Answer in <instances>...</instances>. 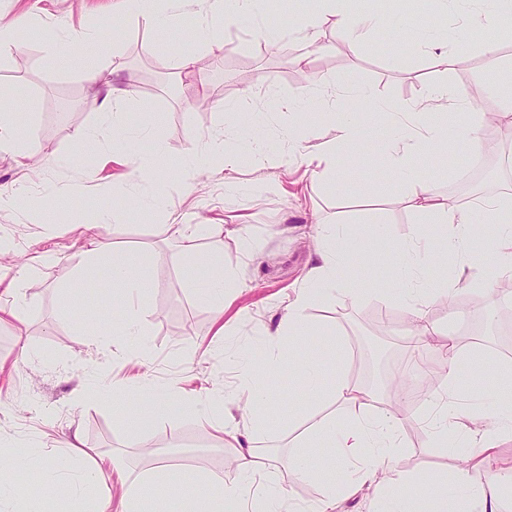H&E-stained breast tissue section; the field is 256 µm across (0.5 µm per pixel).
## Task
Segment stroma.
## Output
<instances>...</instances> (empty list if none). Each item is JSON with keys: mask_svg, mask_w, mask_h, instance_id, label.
<instances>
[{"mask_svg": "<svg viewBox=\"0 0 512 512\" xmlns=\"http://www.w3.org/2000/svg\"><path fill=\"white\" fill-rule=\"evenodd\" d=\"M350 3L359 13H384L386 30L349 41L337 35L333 18L326 17L307 38L294 34L291 10H284L279 22L267 11L257 18L248 15L225 30L223 50L199 49L200 76L185 79L179 73L176 45L162 42L143 20L127 15L122 0H0V22L26 19L16 30L17 47L0 50V88L26 91L15 119L36 150L30 159L0 153V187L8 194L0 203V236L12 239L19 251L0 268V278L8 282L20 277L26 285L20 319L0 322V462L14 465L17 479L41 480L47 464L81 455L91 470L101 458H109L134 481L161 466L177 483L199 474L237 482V449L191 418L176 414L139 430L125 426L124 414L142 405L140 395L132 391L140 374H150L157 386L185 395L224 394L227 417H239L237 370L231 359L245 350L252 362L261 361L265 336L283 315L274 300L287 298L318 262L307 235L310 225L343 222L362 234L368 223L380 222L390 229L387 243L378 247L369 240L365 247L385 254L416 229L438 232L429 216L409 207L408 189L397 184L385 166L379 141L391 134L393 113L408 111L432 85L444 82L453 88L482 82L485 44H496L501 60L512 61V37L492 22H465L463 14L473 10L472 0H450L444 12L432 0ZM259 21L284 31L279 47H269L256 36ZM428 25L456 31L460 48L448 70L438 68L426 54L402 49L407 30L418 32ZM55 27L100 32L115 43L102 52L92 43L65 39L53 59L38 31ZM304 52L310 55L307 73L293 64L294 56ZM64 57H79L95 67L98 82L61 65ZM109 84L126 91L129 123H160L174 165L164 183L161 207L129 209L131 187L147 196L153 192L152 181L130 183L126 168L102 167L95 158L76 155L77 133L101 126L100 100ZM360 87L389 104L392 112L378 115L376 139L363 145L359 167L340 161L335 176L322 177L305 165L288 171L246 165L213 168L191 187L179 179L176 166L190 150L236 124L237 114L225 111V104L238 103L254 113V134L268 142L287 140L289 129H303L304 139L297 145L303 155L336 136L337 119L328 108L331 94ZM301 90L306 97L298 113L285 112L284 104ZM477 137L483 165L490 170L478 191L456 192L463 181L460 159L469 152L461 142L449 143L446 168H429L425 174L442 194L470 208L477 229L490 240L497 227L488 223L478 201L490 194L512 199V168L500 164L490 146L489 129H479ZM48 210L57 217L50 228L44 224ZM99 213L108 216L103 239L149 257L147 333L138 337V350L124 357L113 356L107 343L93 339L97 333L110 334L111 318L70 319L66 293L56 281L58 258L78 267L85 263L87 246L76 226ZM158 224L171 225L167 239L156 236ZM195 224L223 225V243L205 239L201 249H220L225 268L235 270L242 282L225 298L224 322L230 330L226 336L217 335L211 308L196 298L188 286L190 273L180 268L181 235ZM241 228L252 238L258 261L243 256L237 234ZM390 272V266L379 268L376 280H388ZM454 274L463 290L448 303L429 298L426 312L431 323L459 338V399L469 407L475 368L484 370V390L493 391L503 373L512 371V344L498 325L500 294L472 286V270L458 268ZM376 280L359 282L351 294L316 298L308 316L319 333L291 353L330 355L337 344H344L349 355L342 366L348 380L370 392L372 401L382 402L385 391L370 387L373 360L366 338L386 337L392 348L387 368L405 363L410 314L399 301L379 299ZM279 386L284 395L281 412L299 407L304 416L288 426L275 423L250 433V444L261 456L276 457L271 478L284 488L291 504L308 508L322 499L335 475L322 471L304 481L291 480L289 447L309 418L343 412L345 405L326 393L299 397L285 376ZM429 404L426 398L415 401L404 417L405 446L392 466L406 476L435 480L450 476L460 460L455 449L433 444L423 420ZM74 422L80 425L82 444L77 449L63 447ZM152 448L165 449L164 460L149 456Z\"/></svg>", "mask_w": 512, "mask_h": 512, "instance_id": "stroma-1", "label": "stroma"}]
</instances>
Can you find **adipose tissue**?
I'll use <instances>...</instances> for the list:
<instances>
[{"mask_svg":"<svg viewBox=\"0 0 512 512\" xmlns=\"http://www.w3.org/2000/svg\"><path fill=\"white\" fill-rule=\"evenodd\" d=\"M253 2L206 0V19L188 32L172 24L180 7L179 0H124V5L127 14L143 19L166 37L176 39L181 46L180 66L190 73L195 68L199 46L204 44L214 50L222 49L225 25L249 10ZM326 13L334 16L338 35L346 39L358 38L365 31L383 24L377 15L346 10L342 0H322L320 10L302 14L299 30L316 28ZM22 96L18 89L6 95L0 93V151L12 150L25 157L32 154L33 149L25 129L15 123L11 112ZM347 103L348 111L339 115L335 142L307 157L308 165L326 174L340 159L357 165L359 147L372 135L367 121L354 119V111L373 115L385 109L384 104L365 90L352 92ZM100 111L103 117L112 121L110 151L113 160L127 166L130 177L147 173L155 180H162L171 164L158 123L128 124L125 94L113 86L103 95ZM487 120L484 114L472 116L469 122L459 126H414L402 120L382 144L387 168L410 190L408 198L412 208L430 213L434 223L444 227L437 237L415 231L397 248L391 279L378 287L382 298L399 300L410 310L415 321L414 349L419 353L428 351L427 338L435 333L421 302L431 284L446 296L456 294L458 282L450 274V267L467 265L479 272L490 260L496 268L495 275L488 281L490 287L500 286L503 277L512 278V204L493 195L480 199L479 205L489 221L498 226L496 238L483 243L476 237L470 210L449 204L436 186L423 177L424 169H439L446 165L447 158L441 147L447 141H464L470 149H477L478 144L471 135ZM254 122L253 114L241 113L235 130L212 137L204 147L191 150L181 166L183 179L190 183L215 165L235 169L255 157L283 168L290 166L297 135H290L287 142L272 147L251 137ZM223 235V225L199 224L183 234L180 243L181 266L194 273L192 288L200 300L212 307L219 320L224 317V296L228 288L234 287L235 280L224 272L221 252L201 254L198 240L203 236L219 240ZM387 236L388 229L383 225L371 226L364 237L350 234L337 224L319 225L320 262L286 303L284 317L275 333L268 335L265 341L263 362L244 361L237 365V398L252 414V430L265 428L276 417L281 398L278 379L284 362L282 347L284 343H297L312 335L314 328L308 321V310L315 294L344 292L372 276L382 259L378 253L364 252L363 241ZM88 264L104 268L109 275L112 287L104 293L98 307L105 310L113 304L120 306V316L112 322V349L114 354H126L134 337L144 333L143 305L151 288V282L144 274L147 257L143 252L118 249L99 240L89 251ZM434 267L439 268L440 273L433 279L429 271ZM441 352L445 367L442 388L438 398L429 405L425 421L437 446L466 449L467 464L456 469L447 485L390 472L384 481H379L378 512H416V504L421 500L430 501L432 512H448V489L452 486L466 492L463 512H499L501 496L512 491L511 483L488 489L473 487L468 467L473 460L486 468L495 466L502 444L512 439V377L505 380L507 396L487 397L482 390L474 391V398L484 400L485 406L480 412V426L469 427L465 423L468 413L458 401L456 367L460 346L456 338L448 337ZM293 374L294 389L299 395H312L326 387L337 400L351 398V384L335 356L310 354L294 366ZM139 392L143 404L126 416L125 423L129 428L138 429L152 420L186 413L200 426L232 439L239 436L238 423L227 422L224 418L223 399L212 394L186 399L148 382ZM325 446L333 448L332 456L320 455V448ZM403 446L398 417L385 410L372 414L355 409L339 418L329 416L312 422L301 437L297 451L290 455L289 474L298 481L321 468L337 471L339 478L333 483L332 497L317 507V512H333L335 497L349 493L357 485L377 481L381 464L390 463ZM237 466L242 475L240 482L223 485L218 477L199 476L190 483L179 485L172 494L167 491L170 474L163 470L152 471L140 482L128 486L122 512H141L142 500L150 492L163 495L161 512H191L196 504L201 505L204 512H288L285 501L273 492L271 486L257 484L259 468L252 450L240 453ZM47 480L52 485L54 499L61 502L81 500L83 512H111L112 484L98 472H84L80 481L74 484L57 480L52 473L48 474Z\"/></svg>","mask_w":512,"mask_h":512,"instance_id":"obj_1","label":"adipose tissue"}]
</instances>
